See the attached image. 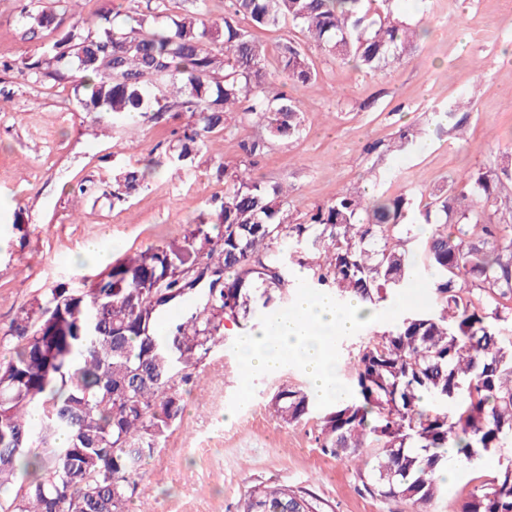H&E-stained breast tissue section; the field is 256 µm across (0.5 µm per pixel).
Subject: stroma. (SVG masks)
Instances as JSON below:
<instances>
[{"mask_svg":"<svg viewBox=\"0 0 512 512\" xmlns=\"http://www.w3.org/2000/svg\"><path fill=\"white\" fill-rule=\"evenodd\" d=\"M28 0H0V56L39 54L61 38L87 0H58L57 27L25 36ZM427 35L370 74L310 44L287 22L256 30L275 81L296 100V138L269 139L264 126L236 112L213 135L212 150L173 174L167 142L190 113L115 118L84 111L74 85H35L0 72L10 100L0 111V333L23 307L62 282H81L99 267L80 262L100 240L113 257L180 242L197 219L215 223L211 201L224 193V172L289 188L288 209L303 222L312 208L343 188L410 199L425 209L464 171L495 169L512 159V0H396ZM301 48L316 72L299 86L278 67L284 43ZM410 142L401 145L400 132ZM259 142L261 151L244 147ZM151 164L155 172L122 202L112 198L116 173ZM255 322H225L224 342L200 366L203 384L185 385L184 413L161 452L145 467L143 490L130 512H236L259 480L301 487L325 502L324 512H412L402 500L365 495L355 466L325 456L315 421L287 426L264 404L280 385L306 388L295 363L245 376L241 336ZM512 450L488 452L449 478L433 512H458L475 487L490 483Z\"/></svg>","mask_w":512,"mask_h":512,"instance_id":"obj_1","label":"stroma"}]
</instances>
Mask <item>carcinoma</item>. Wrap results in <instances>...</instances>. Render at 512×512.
I'll return each instance as SVG.
<instances>
[{"mask_svg": "<svg viewBox=\"0 0 512 512\" xmlns=\"http://www.w3.org/2000/svg\"><path fill=\"white\" fill-rule=\"evenodd\" d=\"M178 10H173V6ZM207 0H147L114 24L98 8L76 20L37 58L0 68L41 86L77 70L88 112H189L194 121L169 145L174 168L193 163L226 116L243 112L269 137L300 130L294 100L277 85L250 28L290 21L331 56L375 72L426 35L392 11L370 15L365 0H229L222 24L203 19ZM28 33L49 28L52 9L27 14ZM222 40L223 51L212 44ZM279 67L297 84L315 72L295 46ZM150 175L130 166L114 177L116 200ZM512 166L468 171L435 195L421 221L432 225L413 257L403 221L410 200L336 193L304 224L288 214V186L224 173L222 230L200 221L184 241L126 253L103 271L65 283L22 308L0 339V512H129L144 467L182 418V387L223 344L224 321L263 319L287 295L292 267L339 301L379 306L417 277L435 310L402 316L360 346L356 398L319 417L322 453L354 463L362 491L431 512L444 494L448 449L467 467L481 453L512 447V334L493 325L512 302V226L477 219L497 207ZM176 304L192 311L166 336L157 325ZM284 425L306 421L313 399L283 385L268 402ZM237 512H318L314 497L288 485L254 484ZM460 512H512V464L475 489Z\"/></svg>", "mask_w": 512, "mask_h": 512, "instance_id": "carcinoma-1", "label": "carcinoma"}]
</instances>
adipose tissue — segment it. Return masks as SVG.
I'll use <instances>...</instances> for the list:
<instances>
[{
    "mask_svg": "<svg viewBox=\"0 0 512 512\" xmlns=\"http://www.w3.org/2000/svg\"><path fill=\"white\" fill-rule=\"evenodd\" d=\"M368 317L362 302L340 304L331 293L305 294L291 309L275 313L243 336L238 354L249 374L296 362L309 380L311 393L324 401L333 400L343 391L336 339L353 334Z\"/></svg>",
    "mask_w": 512,
    "mask_h": 512,
    "instance_id": "1",
    "label": "adipose tissue"
}]
</instances>
